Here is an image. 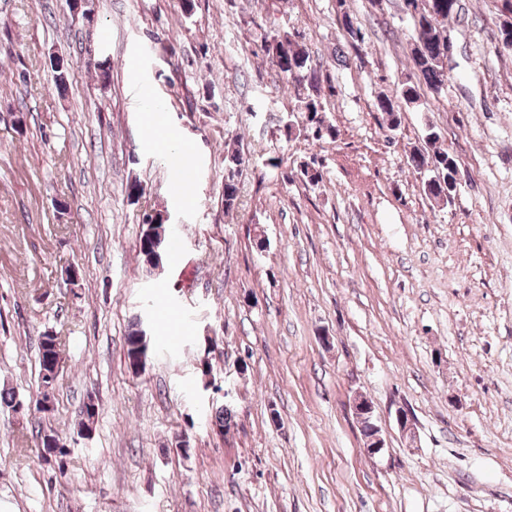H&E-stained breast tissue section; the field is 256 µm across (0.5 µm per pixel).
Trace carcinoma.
Returning <instances> with one entry per match:
<instances>
[{
    "mask_svg": "<svg viewBox=\"0 0 512 512\" xmlns=\"http://www.w3.org/2000/svg\"><path fill=\"white\" fill-rule=\"evenodd\" d=\"M498 11L502 20L498 26L497 42L504 48L512 49V0H499ZM404 8L412 19L413 48L410 65L427 85L438 91L444 82L454 79L441 64V56L448 51V37L445 21L458 13L459 0H403ZM340 26L349 35V42L359 48L364 41L361 28L348 12H341ZM261 50L275 69L286 76L291 83L295 98L294 112L300 119H292L295 129L285 133L286 138L295 135L301 129L305 135L315 141L336 139V127L326 120L323 100L326 92L333 91L328 79L312 66L308 49L292 38L287 32L273 30L264 35ZM417 102L416 87L404 83L393 96L384 95L377 100V109L387 115V129L395 130L401 123L402 105ZM246 159L236 148L224 150V212L230 213L239 205V183L237 180ZM409 166L417 173L426 170L443 177L457 172L458 165L454 155L446 150L428 152L419 147L413 148L408 156ZM142 231L139 238V256L147 271L164 270V258L168 251V227L163 223L148 224L142 217ZM151 332L137 319L133 321L125 337V359L127 367L136 368L139 363L147 362L150 352ZM38 379L39 391L35 399V408L47 412V404L53 403L55 378L50 376L52 368L61 364L58 338L44 333L38 338Z\"/></svg>",
    "mask_w": 512,
    "mask_h": 512,
    "instance_id": "1",
    "label": "carcinoma"
}]
</instances>
